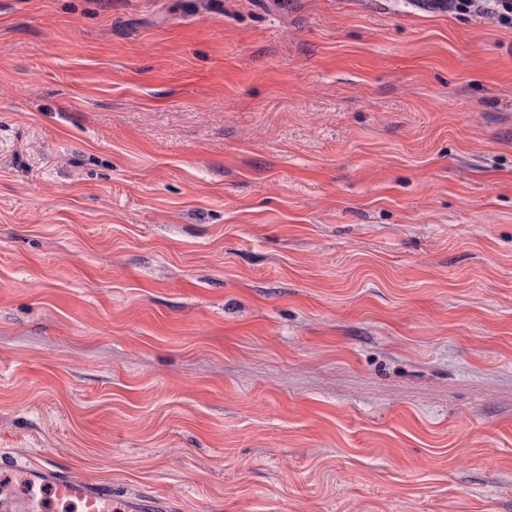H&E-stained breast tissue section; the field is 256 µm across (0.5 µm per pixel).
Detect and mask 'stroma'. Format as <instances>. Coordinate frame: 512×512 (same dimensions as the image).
I'll return each mask as SVG.
<instances>
[{
  "label": "stroma",
  "mask_w": 512,
  "mask_h": 512,
  "mask_svg": "<svg viewBox=\"0 0 512 512\" xmlns=\"http://www.w3.org/2000/svg\"><path fill=\"white\" fill-rule=\"evenodd\" d=\"M3 453L179 512H512V26L0 0Z\"/></svg>",
  "instance_id": "stroma-1"
}]
</instances>
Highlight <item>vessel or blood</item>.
<instances>
[{
    "label": "vessel or blood",
    "instance_id": "b4317fda",
    "mask_svg": "<svg viewBox=\"0 0 512 512\" xmlns=\"http://www.w3.org/2000/svg\"><path fill=\"white\" fill-rule=\"evenodd\" d=\"M25 482L24 496L6 490L0 492V512H44L40 492L47 486L59 499L79 507L80 512H175L167 500L147 493L121 500L113 497L110 485L77 481L41 463L30 465Z\"/></svg>",
    "mask_w": 512,
    "mask_h": 512
}]
</instances>
